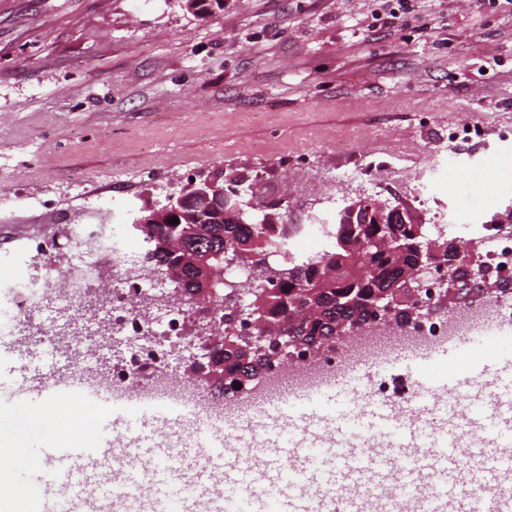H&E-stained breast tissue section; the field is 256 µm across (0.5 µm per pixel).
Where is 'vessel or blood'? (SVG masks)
Instances as JSON below:
<instances>
[{
    "mask_svg": "<svg viewBox=\"0 0 512 512\" xmlns=\"http://www.w3.org/2000/svg\"><path fill=\"white\" fill-rule=\"evenodd\" d=\"M492 329L403 357L420 390L414 406L367 399L373 372L360 368L292 401L269 403L255 438L219 439L171 424L149 434L139 411L102 418L94 439L39 443L41 463L17 493L29 512H408L393 487L429 495L432 512H512V343L492 345ZM0 396L32 409L80 403L74 382ZM469 414L457 417L458 398Z\"/></svg>",
    "mask_w": 512,
    "mask_h": 512,
    "instance_id": "1",
    "label": "vessel or blood"
}]
</instances>
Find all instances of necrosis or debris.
<instances>
[{
  "label": "necrosis or debris",
  "instance_id": "obj_1",
  "mask_svg": "<svg viewBox=\"0 0 512 512\" xmlns=\"http://www.w3.org/2000/svg\"><path fill=\"white\" fill-rule=\"evenodd\" d=\"M106 226L104 211L92 206L58 231L36 229L25 236L23 246L35 266L26 277L8 283L12 329L32 326L35 312L44 307L64 311L74 327L84 326L94 316L86 308L88 300L99 298L105 315L99 334L112 349V365L102 381L75 369L73 378L81 390H93L107 402L122 398L147 407L161 402L192 424L225 437L246 431L265 400L319 390L349 365L369 361V344L376 337L405 336L432 348L464 327L474 331L512 327V230L483 224L479 227L486 243L482 260L504 284L490 304L471 298L455 311L444 309L439 298L448 269L434 266L419 318L403 323L371 320L356 337L336 340L317 353L302 350L286 360L272 359L260 388L250 394L226 393L223 406L215 407L205 390L169 370V342L186 340L195 305L178 300L174 290L156 285L146 263L128 264L121 248L106 236ZM64 238L78 242L83 260L63 271L40 266V259L56 253Z\"/></svg>",
  "mask_w": 512,
  "mask_h": 512
}]
</instances>
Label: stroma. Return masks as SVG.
I'll list each match as a JSON object with an SVG mask.
<instances>
[{
    "label": "stroma",
    "mask_w": 512,
    "mask_h": 512,
    "mask_svg": "<svg viewBox=\"0 0 512 512\" xmlns=\"http://www.w3.org/2000/svg\"><path fill=\"white\" fill-rule=\"evenodd\" d=\"M0 0V279L42 227L95 201L131 223L188 178L240 177L285 221L369 197L481 224L512 206V6L413 0ZM67 437L65 422L21 439ZM95 424L78 437L95 435Z\"/></svg>",
    "instance_id": "obj_1"
}]
</instances>
